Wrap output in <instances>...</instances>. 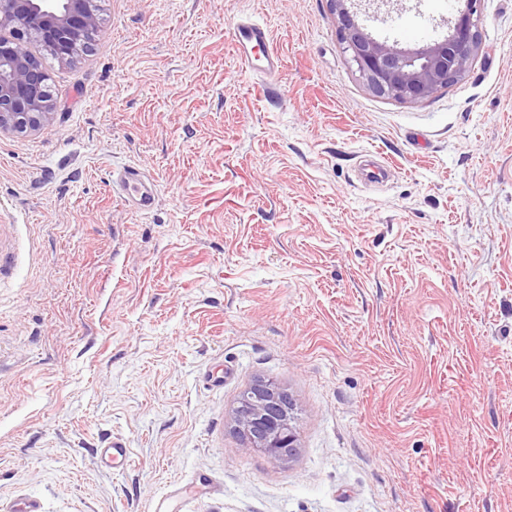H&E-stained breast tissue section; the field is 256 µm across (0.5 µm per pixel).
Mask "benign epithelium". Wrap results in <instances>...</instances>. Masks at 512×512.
<instances>
[{
    "label": "benign epithelium",
    "mask_w": 512,
    "mask_h": 512,
    "mask_svg": "<svg viewBox=\"0 0 512 512\" xmlns=\"http://www.w3.org/2000/svg\"><path fill=\"white\" fill-rule=\"evenodd\" d=\"M448 35L405 48L376 38L360 22L354 0H330L336 33L368 89L401 103H416L461 80L482 49V0H463ZM98 31L95 0H0V131L23 133L53 111L50 75L30 48L41 43L71 62ZM291 399L270 380L242 392L235 431L248 448L283 459L297 448Z\"/></svg>",
    "instance_id": "1"
}]
</instances>
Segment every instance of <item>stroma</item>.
<instances>
[{
  "mask_svg": "<svg viewBox=\"0 0 512 512\" xmlns=\"http://www.w3.org/2000/svg\"><path fill=\"white\" fill-rule=\"evenodd\" d=\"M101 5L89 53L46 61L50 118L0 132V512H512V0L414 104L366 87L328 0ZM454 6L365 23L419 46ZM258 379L294 402L292 457L232 430ZM234 31L240 56L261 60L259 72L272 74L283 67V59L270 47V33L265 25L240 21L234 24ZM112 193L117 194L128 207L142 214L151 212L156 204L154 180L135 165L112 167Z\"/></svg>",
  "mask_w": 512,
  "mask_h": 512,
  "instance_id": "stroma-1",
  "label": "stroma"
}]
</instances>
